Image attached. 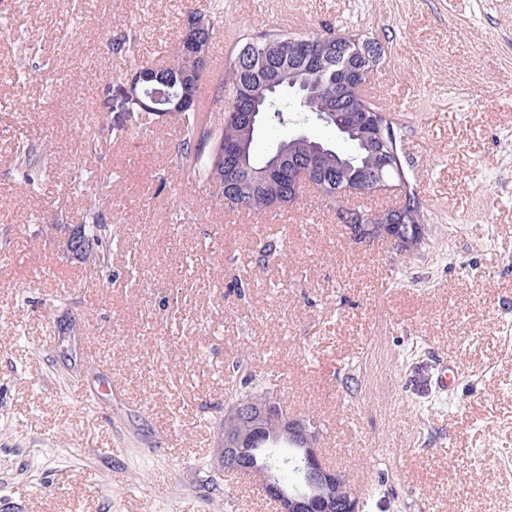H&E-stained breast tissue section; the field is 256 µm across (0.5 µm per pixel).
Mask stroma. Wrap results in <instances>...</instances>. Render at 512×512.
<instances>
[{
  "instance_id": "obj_1",
  "label": "stroma",
  "mask_w": 512,
  "mask_h": 512,
  "mask_svg": "<svg viewBox=\"0 0 512 512\" xmlns=\"http://www.w3.org/2000/svg\"><path fill=\"white\" fill-rule=\"evenodd\" d=\"M223 2L216 74L229 29L380 43L365 91L401 125L426 243H355L309 188L228 211L167 169L171 119L115 140L125 73L209 0H0V512H276L217 463L239 354L320 423L360 512H512V0ZM25 141L52 155L36 193ZM84 170L118 227L108 282L65 254Z\"/></svg>"
}]
</instances>
